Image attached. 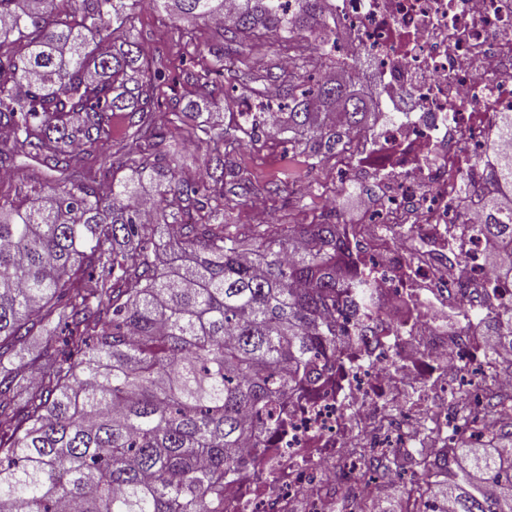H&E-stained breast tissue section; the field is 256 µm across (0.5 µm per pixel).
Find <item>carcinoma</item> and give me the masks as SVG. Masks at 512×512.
I'll list each match as a JSON object with an SVG mask.
<instances>
[{"mask_svg": "<svg viewBox=\"0 0 512 512\" xmlns=\"http://www.w3.org/2000/svg\"><path fill=\"white\" fill-rule=\"evenodd\" d=\"M0 0V167L19 157L44 178L23 197L0 192V512H225L246 477L269 473L265 438L282 406L314 392L345 359L346 336L377 316L381 283L348 251L345 225L224 223V133L199 122L187 139L212 142L205 175L178 176L156 122L168 60L113 35L140 0ZM152 0L213 26L217 62L242 38L292 28L336 34L325 0ZM222 72L188 74L196 96L226 98ZM288 132L308 167L348 145L375 109L332 80L272 72ZM264 101L237 126L268 132ZM123 176H117V173ZM155 182L147 211L136 202ZM483 232L512 240V197L487 200ZM492 343L512 347V317L487 315ZM35 336L38 354L4 366ZM494 442L454 427L451 448L412 459L406 512H512V395L488 391ZM399 465L397 451L363 459L365 473ZM346 512H377L370 480L346 488Z\"/></svg>", "mask_w": 512, "mask_h": 512, "instance_id": "1", "label": "carcinoma"}]
</instances>
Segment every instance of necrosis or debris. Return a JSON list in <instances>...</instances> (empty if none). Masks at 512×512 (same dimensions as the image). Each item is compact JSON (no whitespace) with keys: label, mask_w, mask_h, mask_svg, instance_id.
I'll return each instance as SVG.
<instances>
[{"label":"necrosis or debris","mask_w":512,"mask_h":512,"mask_svg":"<svg viewBox=\"0 0 512 512\" xmlns=\"http://www.w3.org/2000/svg\"><path fill=\"white\" fill-rule=\"evenodd\" d=\"M333 15L337 63L380 105L351 153L374 189L347 232L383 285L382 316L347 348L350 367L287 403L271 474L239 482L226 512H288L294 497L331 512L325 465L354 434L380 452L447 447L458 381L500 386L512 360L473 331L512 309V277L488 271L512 241L478 231L487 200L512 190L494 173L512 154L497 133L512 113V0H334Z\"/></svg>","instance_id":"1"}]
</instances>
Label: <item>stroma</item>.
Listing matches in <instances>:
<instances>
[{"label": "stroma", "instance_id": "35a3bbf8", "mask_svg": "<svg viewBox=\"0 0 512 512\" xmlns=\"http://www.w3.org/2000/svg\"><path fill=\"white\" fill-rule=\"evenodd\" d=\"M212 33L209 24L188 22L143 5L131 34L146 53L171 61L166 98L188 100L192 87L190 71L211 63V56L199 55L196 44L206 43ZM284 44L275 36L262 39L260 47H248L224 70V86L231 94L255 98L274 95L275 87L264 81L266 72H281ZM240 176L256 188L253 196H236L232 180L224 182V221L228 224H308L325 219L333 223L354 222L358 216L357 193L349 181L347 154L326 158L318 170L319 186L309 190L307 158L302 147L289 144L287 133L262 135L245 140L232 155Z\"/></svg>", "mask_w": 512, "mask_h": 512}]
</instances>
